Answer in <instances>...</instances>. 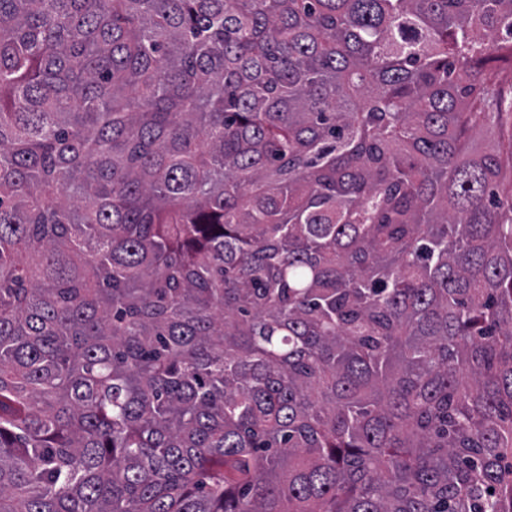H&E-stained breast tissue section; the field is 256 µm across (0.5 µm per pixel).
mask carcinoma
<instances>
[{
  "label": "carcinoma",
  "mask_w": 512,
  "mask_h": 512,
  "mask_svg": "<svg viewBox=\"0 0 512 512\" xmlns=\"http://www.w3.org/2000/svg\"><path fill=\"white\" fill-rule=\"evenodd\" d=\"M508 83L512 0H0V512H512Z\"/></svg>",
  "instance_id": "carcinoma-1"
}]
</instances>
